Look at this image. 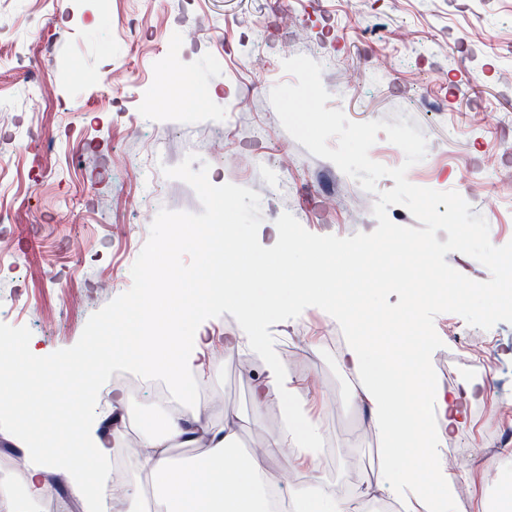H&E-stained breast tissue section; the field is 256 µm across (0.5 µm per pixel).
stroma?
<instances>
[{
    "mask_svg": "<svg viewBox=\"0 0 512 512\" xmlns=\"http://www.w3.org/2000/svg\"><path fill=\"white\" fill-rule=\"evenodd\" d=\"M282 9L295 25L280 27ZM297 55L321 64L329 105L349 120L406 116L428 141L408 180L457 191L493 245L512 241V0H0V235L13 239L0 254V323L28 327L46 355L75 345L90 315L130 289L158 211L201 212L192 187L163 173L191 154L212 184L259 193L261 244L286 211L317 235L374 231V194L310 154L270 102L292 80L283 60ZM104 278L111 292L99 289ZM434 327L440 388L469 377L470 349L499 367L440 447L469 458L454 512H476L482 496L498 512L512 485V393L500 390L512 380V323L484 330L442 313ZM270 331L308 415L329 402L326 488L342 500L389 499L376 433L351 399L355 380L327 343L338 322L310 307ZM241 333L230 314L209 319L212 367L200 383L220 395L207 421L220 427L238 413L237 446L249 452L282 428L284 410L253 406L262 360L224 353L225 337ZM125 396L121 428L138 436L159 422L150 388Z\"/></svg>",
    "mask_w": 512,
    "mask_h": 512,
    "instance_id": "stroma-1",
    "label": "stroma"
}]
</instances>
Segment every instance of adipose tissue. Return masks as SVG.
<instances>
[{"label":"adipose tissue","mask_w":512,"mask_h":512,"mask_svg":"<svg viewBox=\"0 0 512 512\" xmlns=\"http://www.w3.org/2000/svg\"><path fill=\"white\" fill-rule=\"evenodd\" d=\"M293 278L310 291L325 284L319 302L350 328L340 362L344 372L357 380L354 397L365 405L380 439L383 485L393 492L404 512H454L456 474L445 465L439 443L445 431L467 424V403L477 394V387L469 384L445 392L433 385L426 369V337H417L410 347H390L386 335L410 333L409 319L365 335L358 313L336 298L335 256L306 250ZM122 320L133 346L116 360L147 375H163L186 406L180 417L165 418L160 431H144L139 464L141 473L152 482V499L146 505L132 501L129 512H267L262 463L278 458L300 465L298 477L288 488L293 512H363L362 498L346 501L331 495L317 474L314 458L295 446L299 435L320 428V421L291 418L288 427L271 435L257 455L239 453L237 415L225 416L219 429L204 424L207 407L193 398L196 381L209 367L205 353L209 341L203 327L185 332L181 322L161 316L150 297L130 305ZM244 344L265 363L264 378L252 386L254 403H290L296 387L282 355L261 335L245 340L232 337L225 342L224 351L237 352ZM113 361L99 360L91 369L82 361H73V368L85 370L86 377L72 396V414L78 426L70 448L59 456L49 453L42 441L22 439L26 481L19 492L0 483V512H34L38 503L51 497L53 488L47 475L56 469L67 474L85 512H96L108 497L110 474L101 464L113 452L120 432L102 431L91 408L94 388L110 373ZM175 446L195 447L199 453L177 466L169 455Z\"/></svg>","instance_id":"adipose-tissue-1"}]
</instances>
